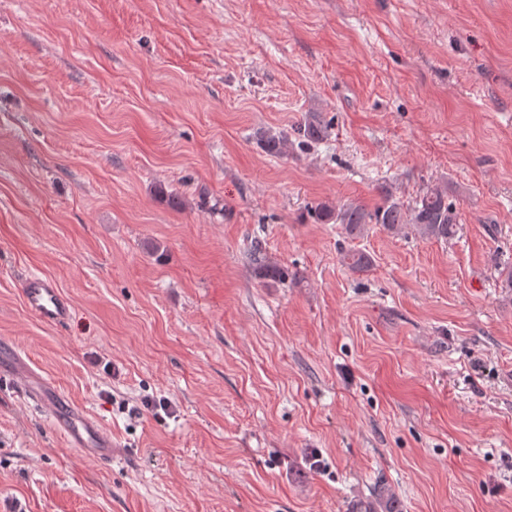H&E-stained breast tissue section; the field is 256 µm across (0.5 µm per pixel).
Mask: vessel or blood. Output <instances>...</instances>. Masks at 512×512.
Wrapping results in <instances>:
<instances>
[{"instance_id":"vessel-or-blood-1","label":"vessel or blood","mask_w":512,"mask_h":512,"mask_svg":"<svg viewBox=\"0 0 512 512\" xmlns=\"http://www.w3.org/2000/svg\"><path fill=\"white\" fill-rule=\"evenodd\" d=\"M20 293L26 309L44 325L56 328L72 321L73 304L52 278L27 275L20 282ZM13 379L23 393L34 395L37 407L48 415L68 446L81 449L101 465H111L112 437L89 409L63 402L49 379L32 374L26 366H19Z\"/></svg>"}]
</instances>
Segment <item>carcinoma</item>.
I'll use <instances>...</instances> for the list:
<instances>
[{
  "instance_id": "cac0c4a2",
  "label": "carcinoma",
  "mask_w": 512,
  "mask_h": 512,
  "mask_svg": "<svg viewBox=\"0 0 512 512\" xmlns=\"http://www.w3.org/2000/svg\"><path fill=\"white\" fill-rule=\"evenodd\" d=\"M327 130L328 123L323 120L321 113L310 112L293 130L294 138H289L288 134L281 131L265 129L260 132L258 143L269 154L284 155L288 153V145L292 144V140L308 147L322 141ZM314 214L322 223L343 225L345 232L352 238L363 236L369 224H378L390 232L410 224L425 238L448 240L455 236L459 224L458 212L455 204L449 200V188L446 184L430 186L411 208L404 207L386 190L383 204L372 211L353 202L337 209L327 203H319L314 207ZM250 258L258 275L280 280L288 277L285 270L266 261L261 247H254ZM343 261L350 269L357 271L365 270L372 264L371 256L360 250L345 252Z\"/></svg>"
}]
</instances>
